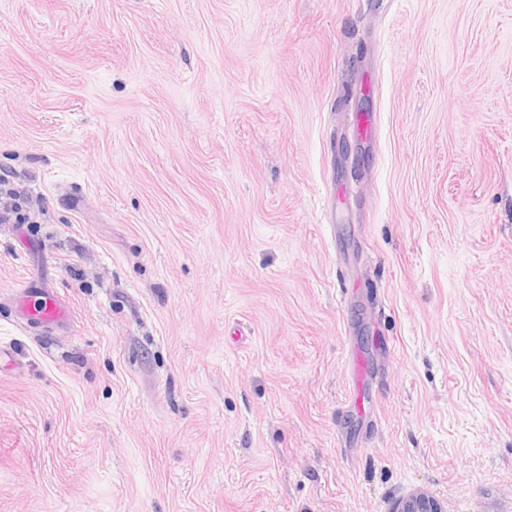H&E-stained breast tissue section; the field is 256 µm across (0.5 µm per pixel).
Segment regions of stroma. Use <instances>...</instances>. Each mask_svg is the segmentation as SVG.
Instances as JSON below:
<instances>
[{
    "instance_id": "obj_1",
    "label": "stroma",
    "mask_w": 512,
    "mask_h": 512,
    "mask_svg": "<svg viewBox=\"0 0 512 512\" xmlns=\"http://www.w3.org/2000/svg\"><path fill=\"white\" fill-rule=\"evenodd\" d=\"M0 175V512H512V0H0ZM21 297L19 311L22 318L30 326L53 327L68 320L69 306L59 299L53 288H36ZM31 294L37 299L31 303L28 298ZM441 504L426 492L418 491L404 498L396 512H444Z\"/></svg>"
}]
</instances>
